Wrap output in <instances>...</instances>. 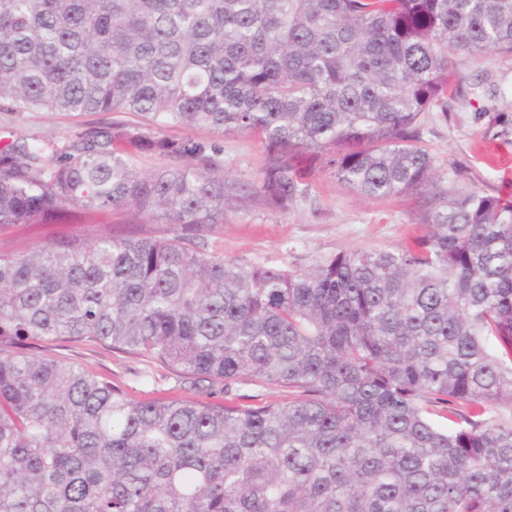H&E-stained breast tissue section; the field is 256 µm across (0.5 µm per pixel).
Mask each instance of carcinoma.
<instances>
[{"label": "carcinoma", "instance_id": "carcinoma-1", "mask_svg": "<svg viewBox=\"0 0 512 512\" xmlns=\"http://www.w3.org/2000/svg\"><path fill=\"white\" fill-rule=\"evenodd\" d=\"M491 53L512 0H0L10 111L142 117L0 143V231L68 205L173 228L0 253V512H512V196L436 190L421 146L453 56ZM164 127L262 135L272 210L317 205L310 158L366 198L427 191L425 234L307 270L207 256L240 186ZM61 339L292 398L134 401L25 351Z\"/></svg>", "mask_w": 512, "mask_h": 512}]
</instances>
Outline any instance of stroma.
Segmentation results:
<instances>
[{
  "label": "stroma",
  "instance_id": "1",
  "mask_svg": "<svg viewBox=\"0 0 512 512\" xmlns=\"http://www.w3.org/2000/svg\"><path fill=\"white\" fill-rule=\"evenodd\" d=\"M460 96L447 112L425 118L422 143L432 155L444 185L494 195L512 190L503 158L512 157V55H492L479 62L458 56ZM130 114L55 112L18 115L0 105V133L16 138L38 136L61 145L77 134L133 122ZM193 138L221 147L225 171L242 185L257 182L266 163L260 138L251 133L223 135L197 129ZM317 209L297 205L288 212L268 209L260 200H243L224 213L223 224L205 233L204 252L246 266L309 269L320 260L349 250H393L413 244L422 233V202L411 195L390 200L361 198L327 170L311 179ZM131 211L67 207L53 224H20L0 236V251L23 252L64 238L106 233L117 238L153 232ZM38 356L62 360L112 380L130 398L187 399L196 392L185 375L142 358L89 341L53 340L39 344Z\"/></svg>",
  "mask_w": 512,
  "mask_h": 512
}]
</instances>
